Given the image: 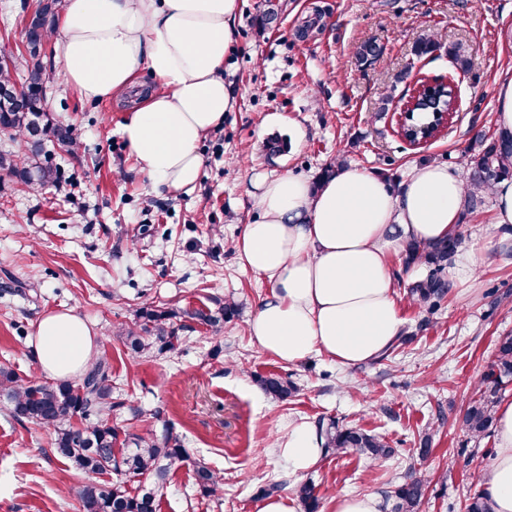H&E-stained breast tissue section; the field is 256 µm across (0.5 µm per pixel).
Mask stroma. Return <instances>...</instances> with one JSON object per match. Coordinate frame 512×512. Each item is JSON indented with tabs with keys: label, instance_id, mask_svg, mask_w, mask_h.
Here are the masks:
<instances>
[{
	"label": "stroma",
	"instance_id": "obj_1",
	"mask_svg": "<svg viewBox=\"0 0 512 512\" xmlns=\"http://www.w3.org/2000/svg\"><path fill=\"white\" fill-rule=\"evenodd\" d=\"M35 0H0V51L25 52V21ZM258 0H242L224 79L237 99L224 125L200 146V183L190 194L153 191L138 172L120 128L128 95L89 102L69 84L57 34L46 45L47 107L75 126L80 143L45 164L59 178L45 188L0 178V363L24 380L40 376L31 348L34 326L49 311L72 310L96 331L94 358L112 365V391L126 409L118 426L170 427L188 459L158 492L159 512H259L260 491L275 483L293 496L301 480L333 512L339 493H388L415 468L428 479L417 512H465L490 472L494 435L470 438L460 417L488 373L496 343L512 335V224L493 222V205L463 212L462 252L482 255L464 270L451 261L448 294L436 311L414 304L409 286L426 270L389 257L403 330L390 353L343 368L323 356L287 365L260 350L249 322L266 285L231 249L245 224L259 218L250 195L263 175L316 180L345 155L350 166L394 179L422 162L458 165L479 133L495 130L496 85L512 74V0H285L278 26L259 25ZM324 11L307 40L295 30ZM441 48L416 56L422 35ZM373 41L383 57L360 63L357 47ZM469 48L471 67L454 71L451 49ZM453 74L458 115L447 135L409 149L393 132L381 97L401 96L398 75ZM285 144L273 155L271 138ZM232 300L238 312L212 328L193 312ZM146 303L176 308L175 350L134 358L124 331ZM280 375L294 391L269 397L259 377ZM311 420L381 436L392 456L373 463L327 451L305 477L283 476L272 442L288 423ZM430 452L419 456L424 436ZM221 478L217 496H202L193 464ZM81 476L53 450L48 432L0 409V512H82Z\"/></svg>",
	"mask_w": 512,
	"mask_h": 512
}]
</instances>
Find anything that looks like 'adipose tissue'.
I'll list each match as a JSON object with an SVG mask.
<instances>
[{
  "label": "adipose tissue",
  "instance_id": "obj_1",
  "mask_svg": "<svg viewBox=\"0 0 512 512\" xmlns=\"http://www.w3.org/2000/svg\"><path fill=\"white\" fill-rule=\"evenodd\" d=\"M57 47L69 82L89 100L136 86L147 69L160 87L143 94L121 134L154 191L193 192L199 143L235 109L224 81L240 0H64ZM259 222L234 248L266 279L250 322L257 346L296 365L324 355L354 367L381 355L402 330L389 268L393 250L436 243L455 229L466 197L459 169L411 166L391 184L342 168L320 185L289 174L255 181ZM33 351L49 379L71 380L91 359L97 335L71 311L45 313ZM496 448L484 495L491 512H512V402L495 410ZM325 438L308 421L273 444L287 474L314 468Z\"/></svg>",
  "mask_w": 512,
  "mask_h": 512
}]
</instances>
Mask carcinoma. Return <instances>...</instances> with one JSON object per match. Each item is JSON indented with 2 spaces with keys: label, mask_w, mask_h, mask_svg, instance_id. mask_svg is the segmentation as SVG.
Segmentation results:
<instances>
[{
  "label": "carcinoma",
  "mask_w": 512,
  "mask_h": 512,
  "mask_svg": "<svg viewBox=\"0 0 512 512\" xmlns=\"http://www.w3.org/2000/svg\"><path fill=\"white\" fill-rule=\"evenodd\" d=\"M61 0H37L25 27L26 55L23 56L21 98L0 97V131L18 133L22 150L30 164L21 166L10 153H0V172L27 185L47 186L56 181L55 172L40 162L48 142L66 148L75 145L74 128L54 121L45 109V66L43 46L49 24L56 17ZM282 0H264L261 25L267 26L284 11ZM382 52L375 42L360 46L357 56L370 64ZM467 167V200L469 211L484 203L488 190L505 178H512V136L494 134L473 139L465 150ZM462 236L459 231L440 243H409L406 263L423 264L426 276L413 283L409 297L434 311L448 293L444 272L448 259L457 251ZM236 314L235 304L226 301L216 311L196 313L200 323L216 326ZM175 312L167 307L144 304L137 313L135 328L127 331V348L131 356L175 348L181 340L171 319ZM512 379V337L498 342L490 370L462 415V427L473 437H482L495 425V407L502 398L507 380ZM264 391L280 400L292 394L288 382L275 374L260 379ZM0 402L20 421H27L51 431L54 451L69 460L83 475L79 492L83 512H157V490L166 483L173 467L186 459L181 438L165 427L158 432L147 428L139 433L112 425L107 413L125 406L112 397V370L100 358L91 363L76 381H23L8 366H0ZM326 447L338 453L356 452L373 461L388 457L392 450L368 431L356 428L338 429L329 424L323 429ZM199 492L211 496L219 489V480L207 464L198 462L193 468ZM137 480L132 492L127 482ZM427 480L417 472L404 476L391 495L393 512H415L424 495ZM296 497L304 512H318L320 498L315 488L305 482L296 488Z\"/></svg>",
  "instance_id": "carcinoma-1"
}]
</instances>
